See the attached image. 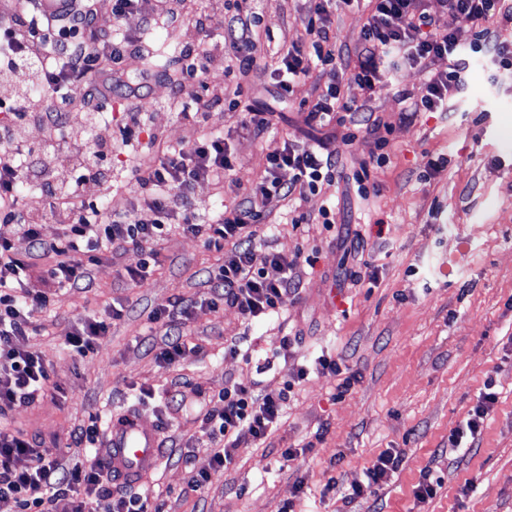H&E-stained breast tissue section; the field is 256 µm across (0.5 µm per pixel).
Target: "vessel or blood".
<instances>
[{"label":"vessel or blood","mask_w":512,"mask_h":512,"mask_svg":"<svg viewBox=\"0 0 512 512\" xmlns=\"http://www.w3.org/2000/svg\"><path fill=\"white\" fill-rule=\"evenodd\" d=\"M161 428L137 410L112 415L106 427V447L101 463L112 474V482L137 486L158 466Z\"/></svg>","instance_id":"1"}]
</instances>
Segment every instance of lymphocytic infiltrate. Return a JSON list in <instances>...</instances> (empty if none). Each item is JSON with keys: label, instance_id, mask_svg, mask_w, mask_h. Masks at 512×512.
Here are the masks:
<instances>
[{"label": "lymphocytic infiltrate", "instance_id": "obj_1", "mask_svg": "<svg viewBox=\"0 0 512 512\" xmlns=\"http://www.w3.org/2000/svg\"><path fill=\"white\" fill-rule=\"evenodd\" d=\"M308 3L302 34L274 47L266 63L260 56V20L248 8L212 14L191 0H183L178 8L173 0H156L154 9L144 14L140 0H14L11 8L0 12V75H18L23 63L33 62L39 94L56 96L54 104L36 112L31 97L0 93V417L51 390L48 371L29 343L39 332L36 315L56 309L68 290L89 286V264L111 258L114 250L130 246L143 253L140 265L123 273L134 288L141 287L158 265L157 247L172 228L226 253L207 272V297L182 298L150 312L149 321L165 330L166 340L156 358L166 366L178 362L188 347L185 328L197 309L229 307L245 320L265 321L278 316L297 294L300 270L316 264L315 254L288 257L258 247V228L276 223L283 207L293 226H333L335 207L313 215L299 211L297 204L335 184L340 152L322 142L306 148L295 135L286 134L281 148L269 154L264 174L235 206L213 217L201 215L193 198L195 186L203 181L223 186L235 169L223 132L213 126L216 104L241 109L242 129L260 140L271 131L278 106L294 102L309 128L346 126L341 141L349 146L358 135L379 129L382 121L344 98L343 81H352L371 95L399 66L424 70V94L398 116L405 123L420 112L447 111L449 98L464 86L472 52H481L496 69L512 71V40L492 36L488 27L492 19L512 25V0H440L438 14L428 11L425 0ZM361 3L367 16L357 38L355 64L338 65L334 18L337 11ZM105 7L112 14L108 34L96 26ZM445 12L457 18L459 29L443 25ZM136 13L142 16L139 38L121 36L124 20ZM162 27L189 31L192 38L180 55L181 78L169 104L179 107L194 137L176 146L149 131L148 115L141 110L124 111L116 131L104 112L116 65L127 52L144 53L147 36ZM224 28L232 33L227 44L217 37ZM228 54L237 62L236 74L230 84L211 83L214 66ZM442 58L448 61L444 71L435 66ZM314 68L322 86L309 97L297 98L298 87ZM253 71L262 72L274 86L272 103L250 104L242 80ZM76 113L86 126L98 130L81 154L72 152L65 135ZM116 132L128 149L125 164L140 188L134 203L118 198L103 178ZM33 162L39 166L42 184L37 195L26 192ZM61 164L70 170L68 179L55 175ZM284 169L292 171L290 181L281 179ZM46 222L60 225L57 238L42 237L40 226ZM19 239L28 244L26 254L15 250ZM271 267L279 270V278H268ZM124 315V306L112 305L103 315L80 319L64 331V347L81 358L93 354L113 322ZM314 371L342 375L344 392L355 381L354 376L343 375L336 359L322 354L284 382L274 397L228 382L216 406L201 417L214 466L228 468L240 442H265L277 429L295 384ZM496 401L494 381L486 379L461 426L451 430L449 447H461L465 439L480 434ZM401 464L400 451L381 452L351 484L349 499L376 495L381 482ZM111 483V474L99 462L63 467L58 459L46 457L34 440L0 426V496L13 498L20 512H162L161 506H149L138 495H112Z\"/></svg>", "mask_w": 512, "mask_h": 512}]
</instances>
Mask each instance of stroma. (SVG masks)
<instances>
[{
    "mask_svg": "<svg viewBox=\"0 0 512 512\" xmlns=\"http://www.w3.org/2000/svg\"><path fill=\"white\" fill-rule=\"evenodd\" d=\"M251 5L275 41L300 34L305 0ZM188 40L182 32L157 31L152 58L133 52L121 65L128 79L154 71L149 97L159 107L152 126L174 145L192 137L186 122L164 106L180 76L173 60ZM424 82V73L409 66L370 96L345 82V98L384 123L346 148L343 127L310 130L294 107L285 108L259 141L240 133V111H224V135L236 157L233 176L241 187L263 174L268 154L289 131L308 146L322 139L342 147L348 173L374 151L377 137L388 140V163L370 170L380 192L350 197L341 215L358 225L364 253L350 251L336 231L320 224L272 226L266 235L276 251L317 255L302 274L299 294L278 318L252 324L229 307L198 310L187 326L198 348L170 367L155 359L165 336L148 315L179 298L206 297L202 279L217 251L173 231L161 245L160 267L139 288L122 276L142 259L135 248L89 265L90 287L69 290L57 309L39 315L42 329L29 339L64 397L14 408L12 427L70 465L85 458L70 436L88 414L139 407L162 426L163 456L136 492L149 504L163 503L165 512H278L298 483L304 493L295 498L296 512H512V74L475 57L463 93L449 101L447 112L399 122L402 93L420 97ZM440 154L447 155V167L424 180L426 157ZM366 262L374 278L347 277L348 269ZM115 301L128 311L94 355L81 359L64 348L67 327L103 314ZM286 338L292 341L287 349ZM231 340L240 355H225ZM324 352L356 373L357 383L341 393L338 376L310 374L295 386L278 430L265 443L241 442L233 465L213 468L199 428L213 395L232 380L277 395L300 365ZM489 377L498 401L481 434L470 447L449 448V432ZM138 389L148 398H136ZM286 448L302 454L280 463ZM389 448L402 451L401 469L382 483L377 498L348 500L350 485ZM427 469L443 484L433 500L420 504L413 488ZM202 471L210 475L207 487L187 493L191 476ZM331 479L336 488L325 491Z\"/></svg>",
    "mask_w": 512,
    "mask_h": 512,
    "instance_id": "obj_1",
    "label": "stroma"
}]
</instances>
